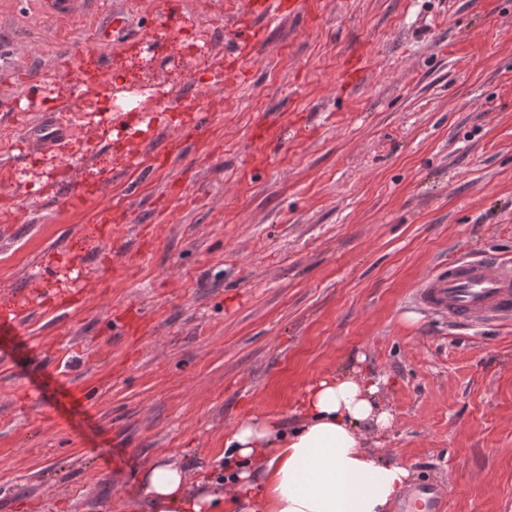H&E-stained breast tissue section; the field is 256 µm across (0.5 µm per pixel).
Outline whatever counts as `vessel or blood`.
<instances>
[{"mask_svg":"<svg viewBox=\"0 0 512 512\" xmlns=\"http://www.w3.org/2000/svg\"><path fill=\"white\" fill-rule=\"evenodd\" d=\"M301 6V0H247L245 14L250 22L240 27V38L251 39L252 21L271 25L285 13L298 12ZM29 137L44 152L51 153L69 139L70 130L46 112L30 128ZM414 303L454 327L512 321V265L489 254L454 259L416 290ZM415 502L416 512H448L446 497L431 483L417 489Z\"/></svg>","mask_w":512,"mask_h":512,"instance_id":"b4317fda","label":"vessel or blood"}]
</instances>
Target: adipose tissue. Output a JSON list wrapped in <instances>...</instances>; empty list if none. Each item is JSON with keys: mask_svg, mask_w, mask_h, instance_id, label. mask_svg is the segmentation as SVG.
Listing matches in <instances>:
<instances>
[{"mask_svg": "<svg viewBox=\"0 0 512 512\" xmlns=\"http://www.w3.org/2000/svg\"><path fill=\"white\" fill-rule=\"evenodd\" d=\"M376 392L355 371H341L305 386L292 430L271 416L240 423L224 438L234 497L255 499L262 512H390L410 472L361 445L363 429L393 421ZM144 484L152 512H224L223 488L210 479L190 484L177 463H154Z\"/></svg>", "mask_w": 512, "mask_h": 512, "instance_id": "ef3b65f1", "label": "adipose tissue"}]
</instances>
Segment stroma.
<instances>
[{
	"mask_svg": "<svg viewBox=\"0 0 512 512\" xmlns=\"http://www.w3.org/2000/svg\"><path fill=\"white\" fill-rule=\"evenodd\" d=\"M158 2L112 0L134 38L100 44L97 0L66 20L0 0V306L19 323L0 331V512H149L151 464L220 476L233 426L293 424L309 381L350 368L393 415L366 451L440 481L449 512H512V324L411 303L448 259L512 261V0H309L241 63L239 0H182L171 27ZM44 74L47 101L20 95ZM146 82L152 126L113 131ZM45 107L72 129L53 156L24 137ZM62 183L91 194L58 204ZM58 383L89 394L82 432Z\"/></svg>",
	"mask_w": 512,
	"mask_h": 512,
	"instance_id": "stroma-1",
	"label": "stroma"
}]
</instances>
